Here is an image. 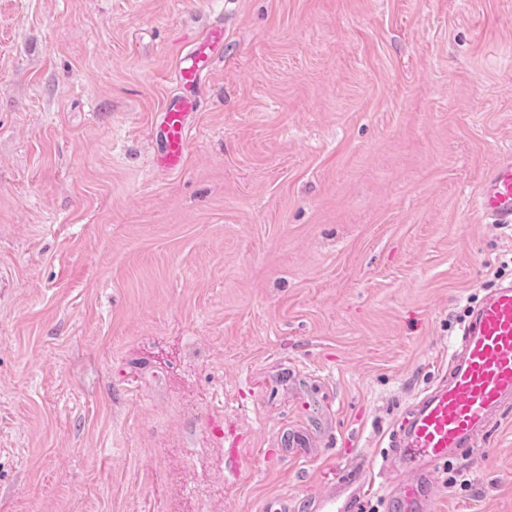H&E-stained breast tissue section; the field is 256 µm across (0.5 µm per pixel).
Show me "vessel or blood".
Segmentation results:
<instances>
[{
	"mask_svg": "<svg viewBox=\"0 0 512 512\" xmlns=\"http://www.w3.org/2000/svg\"><path fill=\"white\" fill-rule=\"evenodd\" d=\"M224 48V28L210 27L194 38L178 64L181 91L158 113L156 167L180 170L190 138L189 117L198 93ZM479 210L488 223L512 226V158L489 168L481 178ZM512 407V283L494 288L473 311L460 335V351L448 379L419 396L409 414L389 435L386 457L396 460L406 477L386 489V512H437L434 474L475 447L497 417ZM363 487L325 496L317 512H357Z\"/></svg>",
	"mask_w": 512,
	"mask_h": 512,
	"instance_id": "1",
	"label": "vessel or blood"
}]
</instances>
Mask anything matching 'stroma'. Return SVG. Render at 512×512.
I'll return each mask as SVG.
<instances>
[{
	"mask_svg": "<svg viewBox=\"0 0 512 512\" xmlns=\"http://www.w3.org/2000/svg\"><path fill=\"white\" fill-rule=\"evenodd\" d=\"M510 155L512 0H0V512H384L390 431L512 282ZM435 479L512 512V408ZM222 50L224 26L215 25L205 36L194 38L190 50L180 58L177 72L181 91L165 102L155 124L156 167L178 171L184 166L191 132L188 119L197 111L202 81ZM479 210L490 224L512 226V158L507 157L489 168L481 178ZM365 488L356 485L345 493L333 496H324L318 500L316 511L319 512H355L359 510L360 497Z\"/></svg>",
	"mask_w": 512,
	"mask_h": 512,
	"instance_id": "obj_1",
	"label": "stroma"
}]
</instances>
